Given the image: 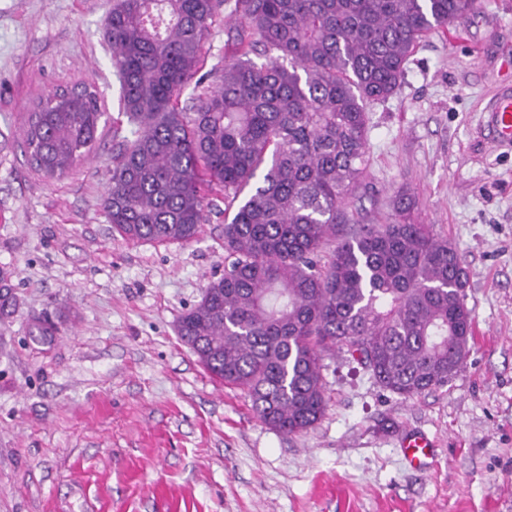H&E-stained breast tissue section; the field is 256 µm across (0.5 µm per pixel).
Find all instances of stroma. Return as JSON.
Returning <instances> with one entry per match:
<instances>
[{
	"instance_id": "35a3bbf8",
	"label": "stroma",
	"mask_w": 512,
	"mask_h": 512,
	"mask_svg": "<svg viewBox=\"0 0 512 512\" xmlns=\"http://www.w3.org/2000/svg\"><path fill=\"white\" fill-rule=\"evenodd\" d=\"M112 0H0V512H512V151L482 108L512 85V0H480L423 38L397 92L373 105L370 213L401 187L459 250L474 315L448 386L406 400L343 355L307 431L265 425L176 333L224 272V202L188 243L113 234L102 201L119 84L104 40ZM95 84L91 155L48 180L24 150L48 93ZM435 446L418 470L399 442Z\"/></svg>"
}]
</instances>
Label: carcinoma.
<instances>
[{
    "instance_id": "obj_1",
    "label": "carcinoma",
    "mask_w": 512,
    "mask_h": 512,
    "mask_svg": "<svg viewBox=\"0 0 512 512\" xmlns=\"http://www.w3.org/2000/svg\"><path fill=\"white\" fill-rule=\"evenodd\" d=\"M478 0H112L105 39L119 82L103 211L133 242H188L205 191L224 195V274L177 321L180 339L259 418L293 435L328 400L324 357L345 353L381 389L443 388L469 354V274L399 189L383 220L353 213L367 177V106L391 97L426 34ZM224 23L235 49L204 70ZM256 57L265 61L258 64ZM193 86L190 105L181 96ZM39 99L24 147L54 178L87 157L101 110L92 85ZM14 298L0 271V315Z\"/></svg>"
}]
</instances>
